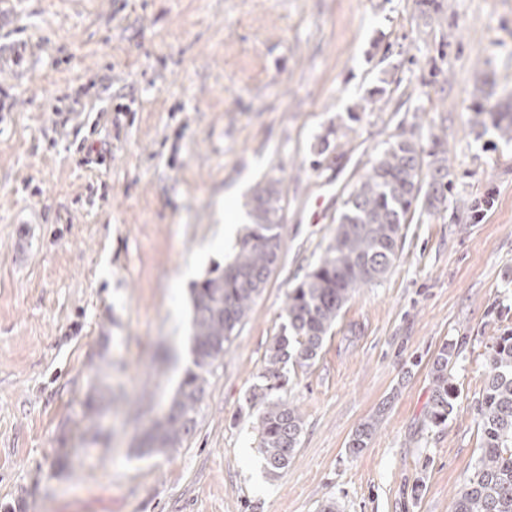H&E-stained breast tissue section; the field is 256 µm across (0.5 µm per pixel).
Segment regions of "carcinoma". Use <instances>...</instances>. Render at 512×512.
<instances>
[{
    "label": "carcinoma",
    "mask_w": 512,
    "mask_h": 512,
    "mask_svg": "<svg viewBox=\"0 0 512 512\" xmlns=\"http://www.w3.org/2000/svg\"><path fill=\"white\" fill-rule=\"evenodd\" d=\"M501 104L479 103L474 125L487 121L500 137L512 140V112ZM431 144L427 150L424 143ZM448 156L445 141L433 129H403L376 156L349 191L336 217V234L318 263L288 294L286 324L272 343L252 400L258 405V448L269 471L288 467L300 443L303 419L283 400L284 367L309 366L319 355L339 311L355 289L382 279L397 258L402 225L417 209L434 214L448 208ZM250 227L232 263L214 268L193 288V344L196 370L180 383L167 413L147 436L146 448L177 447L194 426V415L207 379L205 372L245 319L265 287L281 250L284 219L281 179L269 177L252 191ZM457 346L445 343L430 369L427 416L438 426L448 421L459 397L449 366ZM481 446L477 464L455 495L453 512H512V329L489 347L487 374L477 408ZM378 420L355 430L349 451L368 447Z\"/></svg>",
    "instance_id": "obj_1"
}]
</instances>
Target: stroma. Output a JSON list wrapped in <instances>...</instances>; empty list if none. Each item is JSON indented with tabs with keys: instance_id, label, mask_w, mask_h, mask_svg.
<instances>
[{
	"instance_id": "stroma-1",
	"label": "stroma",
	"mask_w": 512,
	"mask_h": 512,
	"mask_svg": "<svg viewBox=\"0 0 512 512\" xmlns=\"http://www.w3.org/2000/svg\"><path fill=\"white\" fill-rule=\"evenodd\" d=\"M431 17L415 0H0V512H452L488 347L512 328V141L471 123L483 81L512 93V0ZM387 71L402 83L376 95ZM414 124L447 136L448 208L403 225L386 277L352 293L313 364L288 365L303 432L270 474L251 393L288 294ZM94 129L111 154L85 165ZM271 176L279 260L193 431L140 455L194 367L191 290L232 261ZM447 342L460 395L436 427ZM457 357V346L454 343H445L432 363L431 394L427 410L428 420L432 425L445 424L454 412L459 392L456 385L450 381L449 366Z\"/></svg>"
}]
</instances>
